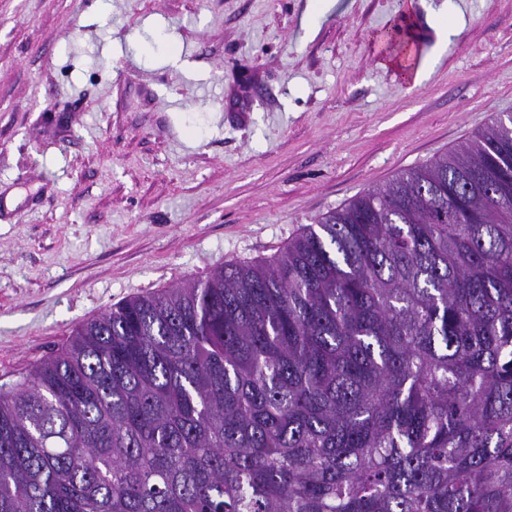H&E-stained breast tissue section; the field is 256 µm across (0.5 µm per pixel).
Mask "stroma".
Returning a JSON list of instances; mask_svg holds the SVG:
<instances>
[{
	"instance_id": "obj_1",
	"label": "stroma",
	"mask_w": 512,
	"mask_h": 512,
	"mask_svg": "<svg viewBox=\"0 0 512 512\" xmlns=\"http://www.w3.org/2000/svg\"><path fill=\"white\" fill-rule=\"evenodd\" d=\"M0 0V390L117 303L276 254L512 113V0L411 88L379 67L403 0Z\"/></svg>"
}]
</instances>
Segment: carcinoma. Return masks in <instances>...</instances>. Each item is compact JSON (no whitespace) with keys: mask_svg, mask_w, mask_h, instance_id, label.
Returning <instances> with one entry per match:
<instances>
[{"mask_svg":"<svg viewBox=\"0 0 512 512\" xmlns=\"http://www.w3.org/2000/svg\"><path fill=\"white\" fill-rule=\"evenodd\" d=\"M0 512H512V116L0 391Z\"/></svg>","mask_w":512,"mask_h":512,"instance_id":"1","label":"carcinoma"}]
</instances>
